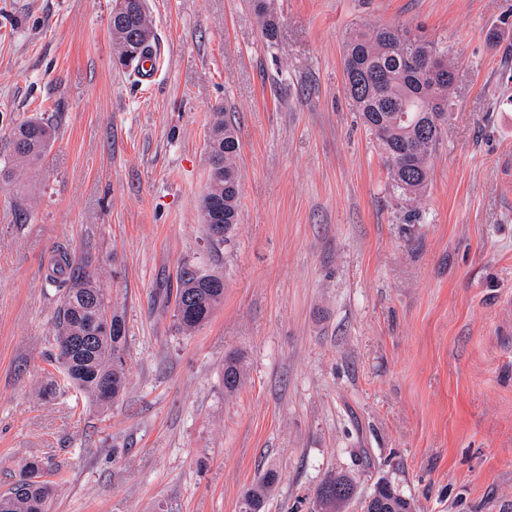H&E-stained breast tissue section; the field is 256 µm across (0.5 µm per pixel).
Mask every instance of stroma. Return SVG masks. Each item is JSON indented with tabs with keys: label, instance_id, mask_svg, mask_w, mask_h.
Returning <instances> with one entry per match:
<instances>
[{
	"label": "stroma",
	"instance_id": "obj_1",
	"mask_svg": "<svg viewBox=\"0 0 512 512\" xmlns=\"http://www.w3.org/2000/svg\"><path fill=\"white\" fill-rule=\"evenodd\" d=\"M159 74L119 68L112 0H0V166L13 126L57 123L43 166L0 185V492L27 462L52 512H307L327 472L389 480L416 512H512V0H146ZM362 22L453 62L452 109L417 207L394 192L344 90ZM240 140V222L201 216L208 134ZM91 253L123 311L125 391L47 393L58 255ZM191 262L224 302L191 334ZM247 380L224 392V357ZM277 482V473L267 469L260 479L242 491L239 498V512H260L264 506L269 491Z\"/></svg>",
	"mask_w": 512,
	"mask_h": 512
}]
</instances>
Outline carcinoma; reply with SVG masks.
Wrapping results in <instances>:
<instances>
[{
    "mask_svg": "<svg viewBox=\"0 0 512 512\" xmlns=\"http://www.w3.org/2000/svg\"><path fill=\"white\" fill-rule=\"evenodd\" d=\"M265 36L276 35V18L270 0H252ZM153 32L146 13L110 21L117 51L124 47L125 32ZM433 55L450 66L446 54L434 42L399 25L359 24L344 42L345 91L360 119L378 141L393 190L415 201L429 179V161L439 144L442 128L451 111L453 86L433 80L421 69ZM55 137V127L41 119L16 125L11 134L13 156L25 167H36L45 159ZM207 191L201 211L206 234L213 244L227 240L239 223L240 172L237 158L240 141L236 129L216 108L209 137ZM47 279L62 288L54 325V344L60 374L59 386L77 390L95 403H102V381L120 398L126 386L128 335L123 312L112 306L109 291L101 287L98 270H88L86 257L68 254L59 260ZM224 300V278L194 265L183 267L176 290L174 317L179 331L189 334L205 325ZM245 377L242 356L224 358V392L232 394ZM277 473L266 470L260 479L240 494L238 512H259ZM54 483L39 476L21 487L0 493V512H50ZM357 497V484L347 472H329L315 488L310 512H344ZM371 500L360 505L366 512H414L413 501L394 485L379 479Z\"/></svg>",
    "mask_w": 512,
    "mask_h": 512,
    "instance_id": "carcinoma-1",
    "label": "carcinoma"
}]
</instances>
